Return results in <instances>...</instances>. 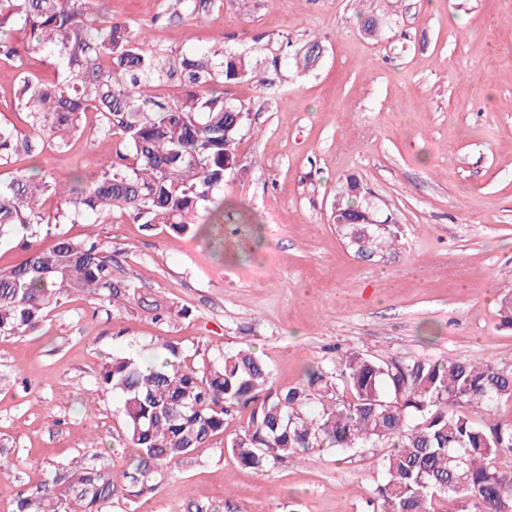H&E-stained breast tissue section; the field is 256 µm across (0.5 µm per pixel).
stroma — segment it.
Segmentation results:
<instances>
[{"mask_svg":"<svg viewBox=\"0 0 512 512\" xmlns=\"http://www.w3.org/2000/svg\"><path fill=\"white\" fill-rule=\"evenodd\" d=\"M144 40L169 48L226 44L265 59L280 36L318 37L313 69L276 76L280 92L226 86L249 101L243 168L218 191L224 221L206 234L144 229L121 212L99 224H60L89 236L141 291L187 308L151 320L136 302L74 296L32 333L0 337V512L54 467L94 449L123 465L120 402L89 392L109 357H145L157 342L185 354L251 349L276 382H299L337 350L383 360L512 361V0H216L175 24L163 0H104ZM381 28L359 31L358 11ZM87 115L69 152L45 150L42 170L66 179L77 159L111 151ZM356 178L394 250L365 259L333 220ZM379 475L372 449L332 450L263 474L240 468L223 438L197 449L171 483L106 512H369Z\"/></svg>","mask_w":512,"mask_h":512,"instance_id":"obj_1","label":"stroma"}]
</instances>
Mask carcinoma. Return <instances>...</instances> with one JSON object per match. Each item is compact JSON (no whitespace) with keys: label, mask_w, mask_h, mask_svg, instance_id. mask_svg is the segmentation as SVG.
I'll return each instance as SVG.
<instances>
[{"label":"carcinoma","mask_w":512,"mask_h":512,"mask_svg":"<svg viewBox=\"0 0 512 512\" xmlns=\"http://www.w3.org/2000/svg\"><path fill=\"white\" fill-rule=\"evenodd\" d=\"M212 0H164L169 19L201 18ZM95 0H0V60L18 73L14 109L34 132L0 124V165L22 159L0 180V237L18 234L27 259L0 269V336L35 330L47 311L81 292L92 301L123 304L134 298L155 320L177 311L138 295L122 279L112 256L95 239L56 236L38 241L47 225L108 217L118 208L146 228L166 224L177 235L203 232L200 214L218 219L224 201L214 190L241 169L237 147L251 126L252 105L225 96L224 86L250 81L267 94L273 82L260 75L251 53L224 47L179 52L140 39L128 21L100 19ZM25 43L15 44V26ZM279 43L271 65L296 70L319 61L305 43L288 55ZM43 52L58 73L54 82L32 79L26 60ZM177 83L181 95L157 90ZM97 114L100 136L115 143L112 156L91 166V177L66 183L32 164L45 149L67 152L83 114ZM336 219L347 242L362 255L389 247L396 236L364 224L367 207L359 182L347 180ZM56 199L53 216L42 213ZM155 362L133 354L110 358L95 393L121 401L124 431L119 447L132 449L118 469L102 451L77 471L61 467L33 490L21 492L14 512H101L115 498L153 495L179 462L224 434L232 413L249 410L247 427L224 440L237 462L263 473L287 459L331 448L376 452L382 483L371 512H512V423L480 421L501 400L512 399V363L417 357L385 361L356 351H336L329 369L313 366L298 383L275 385L271 370L245 350L209 358L186 355L160 343Z\"/></svg>","instance_id":"cac0c4a2"}]
</instances>
